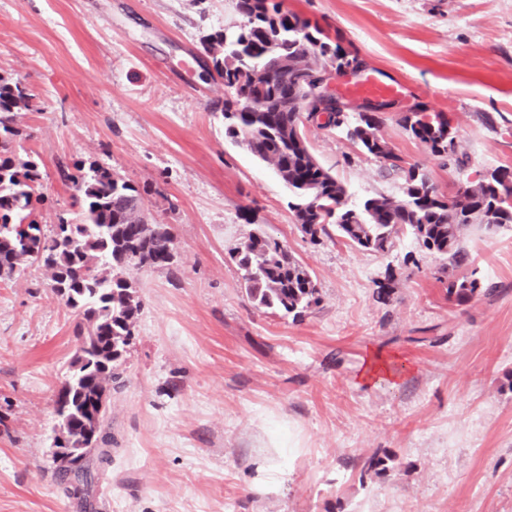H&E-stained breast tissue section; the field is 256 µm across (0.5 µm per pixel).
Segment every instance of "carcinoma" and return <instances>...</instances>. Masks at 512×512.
<instances>
[{"label": "carcinoma", "mask_w": 512, "mask_h": 512, "mask_svg": "<svg viewBox=\"0 0 512 512\" xmlns=\"http://www.w3.org/2000/svg\"><path fill=\"white\" fill-rule=\"evenodd\" d=\"M236 8L240 25L211 35L224 45L212 63L227 93L225 133L248 146L288 185L297 223L312 241L329 235L334 226L352 245L386 252L406 233L425 248L448 255L455 269L468 261L460 246L463 229L476 222L487 231L512 224V171L494 170L477 197L468 195L470 183L460 184L450 204L427 175L403 166L361 112L354 124L345 115L333 122L334 128L346 130L350 141L385 168L405 173L406 199L381 195L349 206L346 186L311 154L285 88L295 63L338 68L357 56L319 26L283 8V0H236ZM30 101L21 82L0 83V277L11 276L23 264H36L49 272L52 291L81 309L75 370L57 397L68 406L67 421H59L67 436H56L55 447L88 448L89 435L102 431L106 421V415H97V402L101 394H112V383L121 376L141 308L126 270L172 266L175 237L168 225L135 215L147 188L123 178L116 184L112 170L100 165L79 176L64 165L59 168L62 181L73 183L78 192L82 220L72 223L61 217L54 228L45 229L34 218V204L41 202L35 194L41 179L38 164L17 151V115ZM401 122L431 151L456 155L441 113L415 112ZM236 259L247 294L258 305L299 316L319 303L310 273L266 233L252 232ZM477 288V281L466 276L448 280V295L459 302L472 299ZM61 461L59 479L73 468L90 476L87 456L78 460L63 454Z\"/></svg>", "instance_id": "carcinoma-1"}]
</instances>
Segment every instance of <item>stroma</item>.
Segmentation results:
<instances>
[{"instance_id":"1","label":"stroma","mask_w":512,"mask_h":512,"mask_svg":"<svg viewBox=\"0 0 512 512\" xmlns=\"http://www.w3.org/2000/svg\"><path fill=\"white\" fill-rule=\"evenodd\" d=\"M236 0H0V77L24 83L18 125L52 225L78 211L60 166L148 187L173 269L129 271L142 302L84 498L56 474L54 402L79 348L75 309L44 269L0 278V512H512V226L461 236L477 294L448 296V257L396 239L311 242L275 170L224 135L205 36ZM337 36L401 106L448 120L463 166L388 114L380 134L442 194L512 168V0H285ZM356 206L403 199L343 132L306 126ZM317 281L301 317L257 306L230 255L255 228ZM380 353L389 375L361 380ZM377 472L361 475L368 459Z\"/></svg>"}]
</instances>
